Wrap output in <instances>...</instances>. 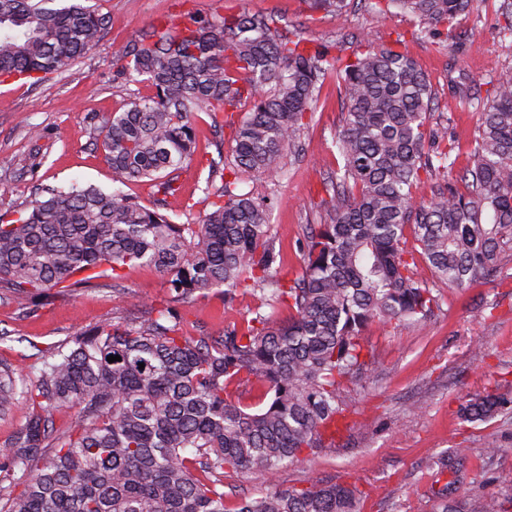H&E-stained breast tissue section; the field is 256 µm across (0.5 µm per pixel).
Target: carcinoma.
Returning a JSON list of instances; mask_svg holds the SVG:
<instances>
[{
    "label": "carcinoma",
    "instance_id": "1",
    "mask_svg": "<svg viewBox=\"0 0 512 512\" xmlns=\"http://www.w3.org/2000/svg\"><path fill=\"white\" fill-rule=\"evenodd\" d=\"M482 2L357 0L382 21L394 8L414 16L421 39L455 28ZM497 2L499 36L512 39V0ZM109 22L80 3L0 0V83L38 86L65 75ZM116 57L118 75L151 94L94 126L96 149L115 181L150 184L153 205L78 182L40 189L15 219L0 217V288L24 306L147 265L174 298L251 289L269 312L194 339L163 306L143 323L73 335L42 360L33 384L0 365V414L31 409L0 448V512H358L351 484H274L231 506L224 474L273 476L336 433L344 384L371 375L366 330L415 326L438 306L418 261L450 287L495 275L512 242V76L498 78L483 104L465 85L454 90L478 111L472 162L456 174L448 126L430 124L433 86L399 42L330 61L270 16L216 23L188 14L128 41ZM329 76L344 109L341 164L325 185L328 219L305 236V271L289 279L268 222L276 197L240 192V174L274 185L288 176L286 151ZM199 112L229 118L231 159L208 163L222 185L207 192L214 200L202 223L177 224L168 197L195 160ZM424 183L431 196L419 198ZM282 307L291 311L286 323L275 318ZM254 380L266 400L255 412L228 392ZM511 403L487 392L460 413L483 423ZM64 406L79 420L59 433L53 413ZM434 496L435 512H460L448 485Z\"/></svg>",
    "mask_w": 512,
    "mask_h": 512
}]
</instances>
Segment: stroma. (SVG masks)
Returning <instances> with one entry per match:
<instances>
[{
	"mask_svg": "<svg viewBox=\"0 0 512 512\" xmlns=\"http://www.w3.org/2000/svg\"><path fill=\"white\" fill-rule=\"evenodd\" d=\"M111 22L97 46L69 74L32 87L0 85V216L10 220L28 202L35 187L91 184L109 191L112 170L93 149L92 119L112 113L130 98L149 92L142 84L115 79L116 51L140 32L186 11L212 21L237 13L270 15L288 21L289 33L331 56L350 55L367 46L403 39L406 51L429 75L439 103L435 122H447L448 137L459 154L458 167L471 162L477 134L475 111L457 107L448 95L449 80L486 96L491 80L512 75V41L495 31L494 6L474 10L439 43L414 37L412 18L397 14L378 21L353 5L347 12L310 11L304 0H89ZM341 101L335 78L324 82L315 112L298 136L299 155L288 160V177L272 185L242 174L241 188L274 194L269 216L289 277L305 269L302 244L308 225L325 217L323 184L338 164L335 147ZM198 161L185 169L168 213L178 224L201 223L207 210L206 159L230 157L228 132H216L211 116L194 120ZM440 305L416 326L370 327L366 339L373 354L369 383L351 382L343 390L346 417L335 439L315 454L281 469L276 477L252 469L228 472L224 490L230 501L257 497L271 485L306 487L311 482L354 483L361 490L359 512H434L438 455L453 458L444 476L454 497L472 512L489 496L512 498V408L485 423L473 424L459 407L488 390L512 391V245L499 256L494 279H477L455 288L438 285ZM260 304L259 293L223 289L207 297L171 299L160 275L150 267L125 269L119 280L57 296L45 306L22 309L0 290V363L22 367L33 377L46 350L77 332L109 322L135 324L154 308L170 306L180 314L187 335L214 336L242 324Z\"/></svg>",
	"mask_w": 512,
	"mask_h": 512,
	"instance_id": "1",
	"label": "stroma"
}]
</instances>
